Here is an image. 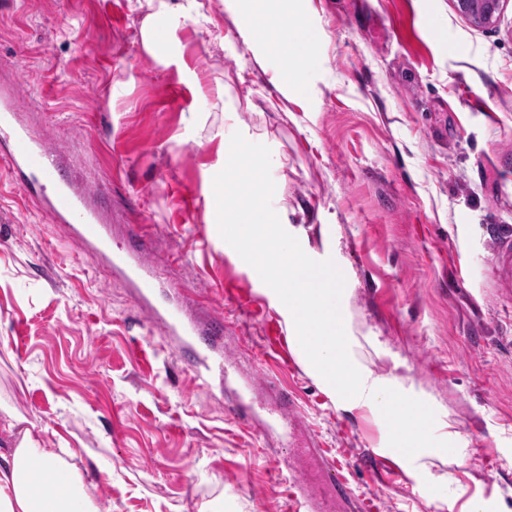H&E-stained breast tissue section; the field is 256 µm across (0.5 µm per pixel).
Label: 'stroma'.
I'll return each mask as SVG.
<instances>
[{"mask_svg": "<svg viewBox=\"0 0 512 512\" xmlns=\"http://www.w3.org/2000/svg\"><path fill=\"white\" fill-rule=\"evenodd\" d=\"M314 28L253 62L222 0L157 21L139 0H0V67L24 119L112 230L138 227L190 308L230 326L231 355L267 353L301 397L353 492L375 512H512V0L489 25L454 0H294ZM223 94V108L200 111ZM271 152L273 209L312 259L348 281L344 320L363 361L399 372L454 421L463 463L428 467L388 445L380 412L342 409L307 371L289 310L220 236L222 131ZM164 329L22 197L0 163V409L76 452L100 512H291L287 448L263 450L224 403L194 390Z\"/></svg>", "mask_w": 512, "mask_h": 512, "instance_id": "stroma-1", "label": "stroma"}]
</instances>
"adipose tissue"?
I'll list each match as a JSON object with an SVG mask.
<instances>
[{"label": "adipose tissue", "instance_id": "1", "mask_svg": "<svg viewBox=\"0 0 512 512\" xmlns=\"http://www.w3.org/2000/svg\"><path fill=\"white\" fill-rule=\"evenodd\" d=\"M148 13L142 30L147 45L155 43V20L160 16L193 18L199 16V0H145ZM265 0H251V8H241V0H225L228 9L236 11L240 32L245 40H253L257 32L272 33L287 27L291 20V0H275L277 8L269 12ZM67 448H50L24 431L14 448L0 451V512H99L83 489L81 475ZM64 471L69 477L65 492L52 497L36 494L26 475L34 466Z\"/></svg>", "mask_w": 512, "mask_h": 512}]
</instances>
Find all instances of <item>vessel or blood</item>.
<instances>
[{
	"instance_id": "b4317fda",
	"label": "vessel or blood",
	"mask_w": 512,
	"mask_h": 512,
	"mask_svg": "<svg viewBox=\"0 0 512 512\" xmlns=\"http://www.w3.org/2000/svg\"><path fill=\"white\" fill-rule=\"evenodd\" d=\"M21 101L17 80H0V161L13 172L25 199L52 223L68 225L71 240L83 255L127 282L150 319L164 324L165 346L189 357L197 391L209 394L215 386L227 385L234 362L224 350L223 321L195 320L180 306L158 300L163 285L157 265L146 260L137 237H130L121 250H113L104 215L92 204L87 189L77 186L46 138L20 122ZM274 396V404L260 413L248 403V390L243 387L228 410L234 418L254 425L270 448L284 437L301 434V443L289 448L292 457L303 461L287 482L295 512H357L359 503L334 461L320 453L317 434L299 432L296 398L280 388L275 389Z\"/></svg>"
}]
</instances>
